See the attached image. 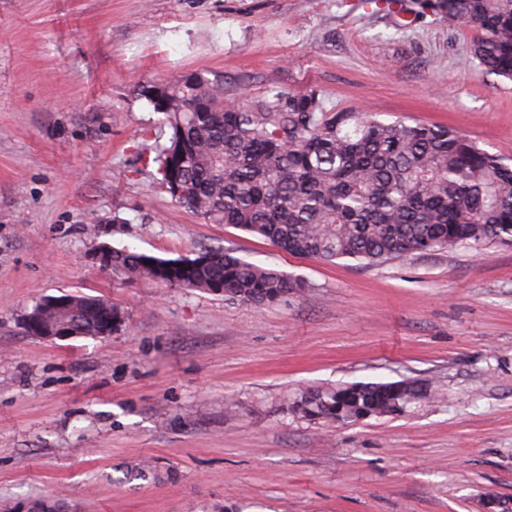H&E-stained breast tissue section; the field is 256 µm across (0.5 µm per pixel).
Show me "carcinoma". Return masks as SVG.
Segmentation results:
<instances>
[{
    "mask_svg": "<svg viewBox=\"0 0 512 512\" xmlns=\"http://www.w3.org/2000/svg\"><path fill=\"white\" fill-rule=\"evenodd\" d=\"M479 34L471 57L512 78V0H433ZM171 129L159 146L166 188L204 221L230 224L292 255L366 265L471 244L512 242V166L453 129L326 112L314 93L224 103L194 82L138 88ZM112 278L224 295L250 305L298 296L305 282L224 249L165 259L112 248ZM417 383H352L306 391L288 407L327 424L401 415Z\"/></svg>",
    "mask_w": 512,
    "mask_h": 512,
    "instance_id": "1",
    "label": "carcinoma"
}]
</instances>
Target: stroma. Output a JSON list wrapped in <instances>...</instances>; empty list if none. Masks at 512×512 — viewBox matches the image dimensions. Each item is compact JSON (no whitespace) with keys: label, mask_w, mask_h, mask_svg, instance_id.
Returning <instances> with one entry per match:
<instances>
[{"label":"stroma","mask_w":512,"mask_h":512,"mask_svg":"<svg viewBox=\"0 0 512 512\" xmlns=\"http://www.w3.org/2000/svg\"><path fill=\"white\" fill-rule=\"evenodd\" d=\"M476 35L412 0H0V510L512 507V244L327 263L207 223L161 184L171 131L137 95L196 72L228 103L313 92L512 164V80L472 59ZM104 245L221 247L306 289L254 306L123 284L89 260ZM62 294L110 301L120 325L26 333ZM402 380L433 398L347 425L288 410Z\"/></svg>","instance_id":"35a3bbf8"}]
</instances>
